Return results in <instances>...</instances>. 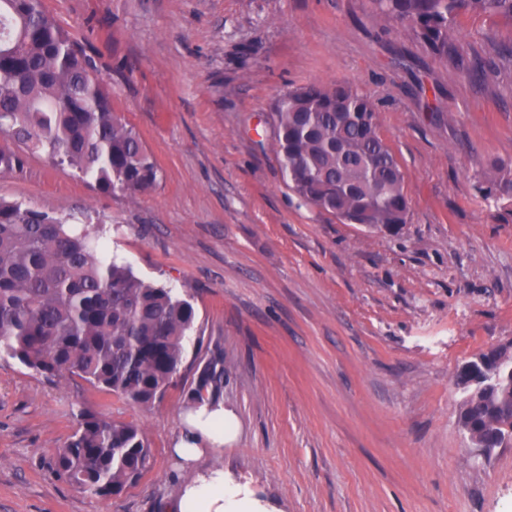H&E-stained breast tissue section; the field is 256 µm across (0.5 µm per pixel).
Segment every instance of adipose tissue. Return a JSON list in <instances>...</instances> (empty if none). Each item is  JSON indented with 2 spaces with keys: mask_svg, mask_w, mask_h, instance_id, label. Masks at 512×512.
<instances>
[{
  "mask_svg": "<svg viewBox=\"0 0 512 512\" xmlns=\"http://www.w3.org/2000/svg\"><path fill=\"white\" fill-rule=\"evenodd\" d=\"M238 426V417L223 400H203L188 407L183 430L171 453L189 477L166 504L167 512H270L248 483L220 467H201L203 458L223 450Z\"/></svg>",
  "mask_w": 512,
  "mask_h": 512,
  "instance_id": "1",
  "label": "adipose tissue"
}]
</instances>
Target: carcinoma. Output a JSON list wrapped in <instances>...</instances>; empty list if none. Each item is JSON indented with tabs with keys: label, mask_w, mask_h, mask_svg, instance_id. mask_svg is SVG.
Wrapping results in <instances>:
<instances>
[{
	"label": "carcinoma",
	"mask_w": 512,
	"mask_h": 512,
	"mask_svg": "<svg viewBox=\"0 0 512 512\" xmlns=\"http://www.w3.org/2000/svg\"><path fill=\"white\" fill-rule=\"evenodd\" d=\"M438 56L462 10L512 21V0H374ZM274 135L288 186L334 213L363 215L367 227L399 228L408 197L400 164L378 131L377 107L344 85L308 84L273 105ZM0 135L54 165L93 178L107 193L152 188L158 169L140 135L112 107L84 48L41 0H0ZM480 192L512 199V170ZM195 312L169 288L108 260L89 232L0 200V352L52 379L77 376L95 389L148 406L174 384ZM223 357L198 372L188 400L219 398ZM458 376L460 423L488 452L512 446V345L478 354ZM152 453L141 429L83 411L53 471L91 497L141 478Z\"/></svg>",
	"instance_id": "cac0c4a2"
}]
</instances>
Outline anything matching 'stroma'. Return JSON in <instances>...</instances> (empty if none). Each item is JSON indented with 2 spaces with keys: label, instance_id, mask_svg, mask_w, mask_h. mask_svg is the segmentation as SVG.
Masks as SVG:
<instances>
[{
  "label": "stroma",
  "instance_id": "stroma-1",
  "mask_svg": "<svg viewBox=\"0 0 512 512\" xmlns=\"http://www.w3.org/2000/svg\"><path fill=\"white\" fill-rule=\"evenodd\" d=\"M90 57L157 163L131 196L0 136L22 157L0 199L103 226L106 254L195 311L175 383L144 407L0 354V512H166L169 450L197 369L224 358L240 421L217 462L280 512H512V447L458 422L461 367L512 343V23L460 13L434 56L373 0H42ZM372 100L405 179L398 231L350 224L288 187L273 135L284 91ZM137 424L152 466L92 498L50 467L81 410Z\"/></svg>",
  "mask_w": 512,
  "mask_h": 512
}]
</instances>
